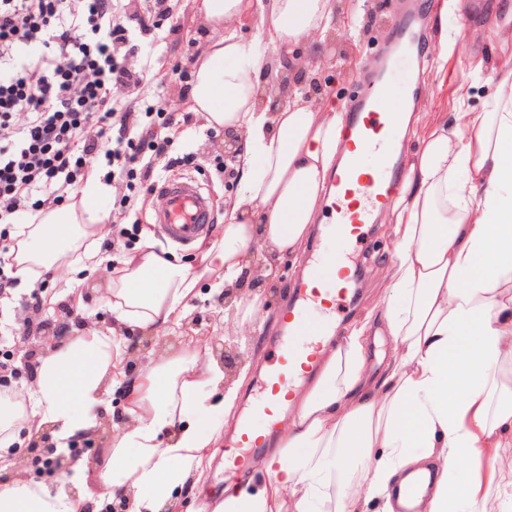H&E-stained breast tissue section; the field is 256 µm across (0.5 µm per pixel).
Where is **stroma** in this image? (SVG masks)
<instances>
[{"label": "stroma", "instance_id": "obj_1", "mask_svg": "<svg viewBox=\"0 0 512 512\" xmlns=\"http://www.w3.org/2000/svg\"><path fill=\"white\" fill-rule=\"evenodd\" d=\"M400 3L401 0H375L358 38L340 35L330 44L312 40L297 48L296 54L302 61L300 72L303 80L316 76L322 79L310 98L312 105L340 108L352 96L364 91V76L368 72L366 63L371 59H382L389 38V22L397 16ZM169 6L174 21L180 26L179 45L170 43L162 27L147 34L138 33L137 40L143 51L131 59L132 65L145 64L149 67L148 80L138 95L140 103L145 106L158 95L180 97L182 87L190 83L195 59L202 56L211 37L194 9L193 0H169ZM501 26L512 27V0H463L462 10L448 18V36L454 46L448 55L447 73H439L434 64L439 44L430 31L426 32L423 45L429 61L426 69H419L409 57L398 62V72L415 88L417 97L411 133L400 139L404 155H411L418 147L422 126L438 114H451L459 96H466L472 109H482L493 84L492 64L512 57V41L505 43L496 36V30ZM476 52L483 54L490 64L477 81L469 76L470 57ZM224 145L223 131L207 129L204 118L199 113H192L190 123L181 126L175 135V152L179 155L197 153L204 161L203 171L197 173L179 166L168 169L160 165L156 168L158 177L162 179L176 180L194 175L202 181L214 204L209 230L213 236L223 229L220 222L222 210L217 202L234 192V179L226 170L228 160L224 156ZM110 185L111 193L96 200L100 216L106 218L118 212L120 201L126 198L130 201L127 212L129 216L139 218L141 229L134 236L120 238L110 246L104 239H97L95 246L102 265L80 285L79 295L70 294L63 283L44 276L33 288L14 287L11 298L0 300V359L7 360L10 365L6 376L12 386L22 389L33 387L36 374L30 368V358L42 355L46 349L42 341L25 339L24 331L30 323L44 320L55 325L70 324L79 314L88 319L93 330L105 333L112 328V315L103 301L111 278L107 266L120 264L127 254L142 248L146 239L143 230L150 224L157 200L144 197L138 181L124 176L115 177ZM366 232L363 244L351 251L352 262L359 267L360 274L358 281L351 285V299L345 307L347 324L362 321L371 308L382 305L386 297L388 270L394 260V242L385 218H378L374 224L368 225ZM328 251L323 229L313 230L303 253L288 259L289 271L275 286L273 311L283 312L294 283L305 276L304 258H319ZM34 295L41 300V307L37 310L27 305ZM347 324L337 325V335H344ZM281 333L282 328L278 325L257 333L255 356L259 365L243 383L236 406L238 414L248 415L250 404L260 391L261 366L270 360L272 343ZM140 336V331L134 330L123 337V345L128 349L127 361L136 372L157 361L170 348L183 347L191 337V328L187 322L171 332L151 333V345L144 354L136 348ZM99 411V431L77 440L78 447L84 450L82 458L88 464L97 462L107 453L113 433L121 426L124 399L117 394L115 385H106ZM41 438V433L21 431L12 453L0 458L1 480L23 478L53 485L55 472L41 461ZM212 453L217 461L207 471L204 487L197 490L187 485L174 493L172 505L176 512H187L191 507L196 510L205 503L223 498L227 470L218 461L224 453L223 444H215Z\"/></svg>", "mask_w": 512, "mask_h": 512}]
</instances>
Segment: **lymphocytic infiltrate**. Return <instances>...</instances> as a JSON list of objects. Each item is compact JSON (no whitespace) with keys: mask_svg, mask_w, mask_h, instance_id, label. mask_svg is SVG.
Segmentation results:
<instances>
[{"mask_svg":"<svg viewBox=\"0 0 512 512\" xmlns=\"http://www.w3.org/2000/svg\"><path fill=\"white\" fill-rule=\"evenodd\" d=\"M138 51L112 0H0V224L19 223L33 193L59 204L105 140L123 174L155 193L154 163L182 118L162 100L146 126L138 106L115 107L113 89L146 81L126 62Z\"/></svg>","mask_w":512,"mask_h":512,"instance_id":"f902f5d3","label":"lymphocytic infiltrate"}]
</instances>
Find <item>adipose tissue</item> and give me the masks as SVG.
<instances>
[{
	"label": "adipose tissue",
	"instance_id": "adipose-tissue-1",
	"mask_svg": "<svg viewBox=\"0 0 512 512\" xmlns=\"http://www.w3.org/2000/svg\"><path fill=\"white\" fill-rule=\"evenodd\" d=\"M214 37L197 59L191 109L235 143L236 186L224 202V230L203 244L191 267L154 243L112 270L106 302L111 333L88 332L47 346L34 387L0 398V456L20 428L56 427L58 447L99 425L95 408L106 379L124 375L119 340L129 328L178 325L200 281L214 293L238 287L244 273L267 276L258 253L297 254L317 223L330 171L339 158L341 115L284 93L260 107L262 63L238 25L259 19V37L286 50L326 36L339 17L356 21V0H194ZM403 187L385 214L397 258L379 314L393 338L389 365L366 368L367 338L351 332L322 348L314 383L295 389L293 409L263 462L258 488L225 489L211 512H362L414 471L439 467L427 512H480L490 490L505 492L512 472L475 468L512 435V388L498 369L512 346V61L497 68L482 111L455 108L425 128ZM108 187L89 178L80 201L43 211L15 232L12 261L20 285L52 273L81 284L94 270L103 219L89 201ZM223 369L199 351L152 363L126 390V423L88 479L83 460L54 487L16 478L0 484V512H100L124 493L131 512H162L175 490L202 473L239 398Z\"/></svg>",
	"mask_w": 512,
	"mask_h": 512
}]
</instances>
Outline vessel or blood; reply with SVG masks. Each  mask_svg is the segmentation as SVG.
I'll return each mask as SVG.
<instances>
[{"label": "vessel or blood", "instance_id": "b4317fda", "mask_svg": "<svg viewBox=\"0 0 512 512\" xmlns=\"http://www.w3.org/2000/svg\"><path fill=\"white\" fill-rule=\"evenodd\" d=\"M432 9L431 0H414L411 8L395 20V50L421 52ZM392 89L385 76H375L368 91L351 100L345 110L340 131L343 163L331 184V219L324 234L327 240L348 248L363 243L365 225L372 223L375 213L391 202L402 185L401 154L393 144L401 117L385 108ZM368 153L378 155V166H362L361 159ZM159 193L154 221L169 239L186 246L207 231L210 202L198 180L167 182ZM307 266V275L295 289L288 307L283 334L265 368L264 385L252 404L253 418L241 424L233 442L226 446L228 456L237 458L242 449L256 447L258 435L253 419L270 420L277 416L287 392L313 367L318 347L336 330V316L353 276L350 263L339 260L330 289L324 286L322 262L311 260Z\"/></svg>", "mask_w": 512, "mask_h": 512}]
</instances>
